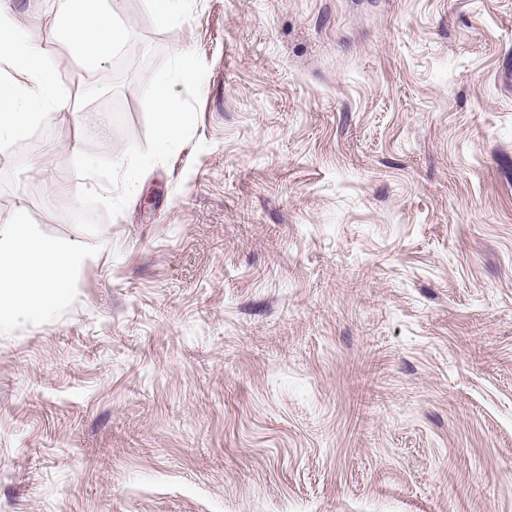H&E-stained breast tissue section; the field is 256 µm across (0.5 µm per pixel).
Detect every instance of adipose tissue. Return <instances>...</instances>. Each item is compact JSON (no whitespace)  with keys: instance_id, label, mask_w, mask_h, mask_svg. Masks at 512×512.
I'll list each match as a JSON object with an SVG mask.
<instances>
[{"instance_id":"adipose-tissue-1","label":"adipose tissue","mask_w":512,"mask_h":512,"mask_svg":"<svg viewBox=\"0 0 512 512\" xmlns=\"http://www.w3.org/2000/svg\"><path fill=\"white\" fill-rule=\"evenodd\" d=\"M44 29L62 33L73 54L89 67L104 64L126 44L125 27L112 20L103 0H60L57 12L39 29L0 0V63L13 73L0 79L1 141L26 136L46 110L60 115L61 133L78 122V98L59 87L54 61L41 47ZM195 76L193 61L184 52L178 55L175 76L150 75L156 124L151 156L169 153L180 134L183 114L171 92L174 80ZM86 261V253L73 242L31 236L21 215L0 224V321L19 312L36 317L64 305L71 277Z\"/></svg>"}]
</instances>
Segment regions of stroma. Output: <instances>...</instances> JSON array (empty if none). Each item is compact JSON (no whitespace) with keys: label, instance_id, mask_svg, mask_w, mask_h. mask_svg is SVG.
I'll use <instances>...</instances> for the list:
<instances>
[{"label":"stroma","instance_id":"35a3bbf8","mask_svg":"<svg viewBox=\"0 0 512 512\" xmlns=\"http://www.w3.org/2000/svg\"><path fill=\"white\" fill-rule=\"evenodd\" d=\"M112 7L122 62L43 38L112 83L94 170L50 110L0 142V214L90 256L0 324V512H512V0ZM195 77L196 72L192 58L184 52L178 54V69L175 77L157 73L148 77L155 91L156 136L148 150L152 157L169 153L180 134L183 112H181L179 100L171 92V85L176 78L190 81Z\"/></svg>","mask_w":512,"mask_h":512}]
</instances>
